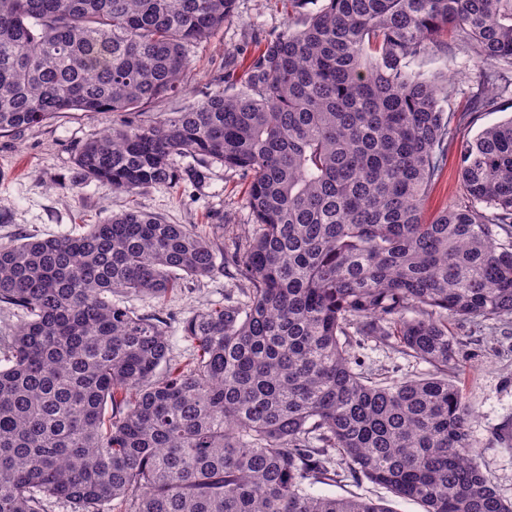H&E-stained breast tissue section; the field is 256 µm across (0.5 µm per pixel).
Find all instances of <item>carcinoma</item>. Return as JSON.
I'll use <instances>...</instances> for the list:
<instances>
[{
  "label": "carcinoma",
  "mask_w": 512,
  "mask_h": 512,
  "mask_svg": "<svg viewBox=\"0 0 512 512\" xmlns=\"http://www.w3.org/2000/svg\"><path fill=\"white\" fill-rule=\"evenodd\" d=\"M288 0L235 92L125 123L81 146L78 179L137 194L178 156L248 181L255 229L237 297L184 322L112 299H161L212 276L191 225L131 208L79 235L0 243V303L22 313L0 366V512H393L319 496L347 475L423 512H512L480 467L451 379L448 317H512V116L461 142L466 201L427 219L453 121L512 101V0ZM236 0H0V133L65 112H127L186 92V46ZM441 50L458 86L416 68ZM428 363L389 384L353 337ZM341 456L346 474L334 468ZM465 57L457 55L456 57L448 54L447 56L441 53L425 58L420 66V69L426 73H448V78L455 81L461 89L468 90V87L473 84V77L475 71L472 67L464 66Z\"/></svg>",
  "instance_id": "obj_1"
}]
</instances>
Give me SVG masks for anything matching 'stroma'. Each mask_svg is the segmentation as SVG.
<instances>
[{"label":"stroma","mask_w":512,"mask_h":512,"mask_svg":"<svg viewBox=\"0 0 512 512\" xmlns=\"http://www.w3.org/2000/svg\"><path fill=\"white\" fill-rule=\"evenodd\" d=\"M287 25L288 11L280 0H237L235 14L223 30L209 42L190 47L192 70L186 93L152 104L146 118L182 111L227 84L239 83L248 57L264 36ZM229 55L235 66L228 70L224 59ZM420 68L429 74H448L460 87L450 109H467L474 72L466 67L464 56L432 55ZM505 118L502 111L484 112L474 122L454 126L441 176L428 196L426 216L464 199L458 164L461 141ZM127 119L124 112H66L42 126L1 134L0 242L75 235L84 225L132 206L169 224L195 226L219 245L251 231L247 182L216 163L204 167L196 158L176 157L182 175L177 184L155 186L134 196L97 182L78 183L77 148ZM235 289V270L229 267L162 299L127 294L123 302L139 314L158 312L169 317L170 363L180 366L192 355V345L183 336V321L223 302L225 294ZM448 329L456 342L457 380L473 411L470 439L480 451L478 462L501 496L512 500V318L452 319ZM355 355L362 372L377 379L402 381L428 370L427 363L398 353L389 341H366L356 347Z\"/></svg>","instance_id":"1"}]
</instances>
